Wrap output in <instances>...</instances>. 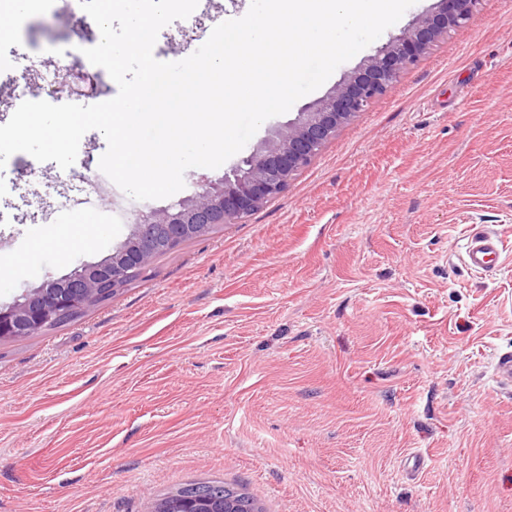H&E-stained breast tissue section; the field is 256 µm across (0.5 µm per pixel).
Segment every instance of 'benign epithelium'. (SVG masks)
<instances>
[{
  "mask_svg": "<svg viewBox=\"0 0 512 512\" xmlns=\"http://www.w3.org/2000/svg\"><path fill=\"white\" fill-rule=\"evenodd\" d=\"M487 0H438L384 47L368 56L342 84L295 119L274 131L241 165L219 180L202 178L191 195L165 208L137 215L129 236L104 265L82 264L75 277L57 278L25 291L0 306V340L34 334L60 317L89 309L101 287L125 286L133 264L146 265L161 248L210 233L219 224L240 222L282 194L343 124L365 111L374 99L394 87L401 73L454 29L465 26Z\"/></svg>",
  "mask_w": 512,
  "mask_h": 512,
  "instance_id": "obj_1",
  "label": "benign epithelium"
}]
</instances>
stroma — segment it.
<instances>
[{
  "instance_id": "1",
  "label": "stroma",
  "mask_w": 512,
  "mask_h": 512,
  "mask_svg": "<svg viewBox=\"0 0 512 512\" xmlns=\"http://www.w3.org/2000/svg\"><path fill=\"white\" fill-rule=\"evenodd\" d=\"M416 0L341 64L308 106L429 12ZM251 0H199L158 34L172 61ZM0 115L44 98L51 46L99 43L81 13L0 2ZM52 28H45V20ZM24 77L25 98L12 94ZM104 135L73 166L19 152L0 171V304L109 254L131 223L111 197L82 207ZM501 268L463 261L470 233ZM512 0H486L397 84L338 128L254 214L187 242L63 326L0 341V512H152L222 481L264 512H512ZM500 245L501 241L496 234L487 231L475 232L467 239L464 263L478 273L494 271L500 265Z\"/></svg>"
}]
</instances>
